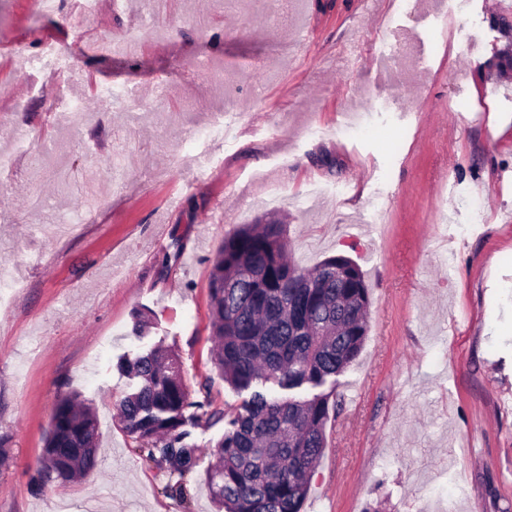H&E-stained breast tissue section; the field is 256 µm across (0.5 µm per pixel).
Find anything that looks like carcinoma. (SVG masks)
I'll list each match as a JSON object with an SVG mask.
<instances>
[{
  "mask_svg": "<svg viewBox=\"0 0 512 512\" xmlns=\"http://www.w3.org/2000/svg\"><path fill=\"white\" fill-rule=\"evenodd\" d=\"M285 225L243 224L224 238L214 259L210 301L214 365L231 388L263 380L285 390L320 386L360 355L367 340L368 288L345 255L312 269L286 257ZM342 277H336V269ZM139 380L116 401L137 449L159 468L184 474L197 461L182 427L224 422L206 487L222 512H302L316 464L326 448L334 393L308 400L252 395L239 411L205 410L189 401L178 359L161 346L124 366ZM192 413H187L188 409ZM98 422L76 395L54 406L41 455L46 481L93 471Z\"/></svg>",
  "mask_w": 512,
  "mask_h": 512,
  "instance_id": "carcinoma-1",
  "label": "carcinoma"
}]
</instances>
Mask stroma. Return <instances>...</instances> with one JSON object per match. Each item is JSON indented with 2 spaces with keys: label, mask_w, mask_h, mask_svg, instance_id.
I'll use <instances>...</instances> for the list:
<instances>
[{
  "label": "stroma",
  "mask_w": 512,
  "mask_h": 512,
  "mask_svg": "<svg viewBox=\"0 0 512 512\" xmlns=\"http://www.w3.org/2000/svg\"><path fill=\"white\" fill-rule=\"evenodd\" d=\"M57 3L0 0V152L30 133L0 173L15 277L0 292V512H213L223 425L191 428L187 497L169 495L117 415L118 364L173 348L191 400L240 410L249 393L212 361L211 273L225 237L270 214L292 261L346 255L369 289L303 512H512V0H299L302 25L276 28L218 0H101L90 20ZM49 39L73 43L77 80L30 70ZM400 45L405 75L386 65ZM206 56L237 70L210 83L193 66ZM122 87L136 91L122 106L96 95ZM65 98L89 105L81 125ZM353 105L369 136L342 135ZM227 112L226 141L183 152ZM70 394L96 411L98 467L48 483L42 448Z\"/></svg>",
  "instance_id": "obj_1"
}]
</instances>
